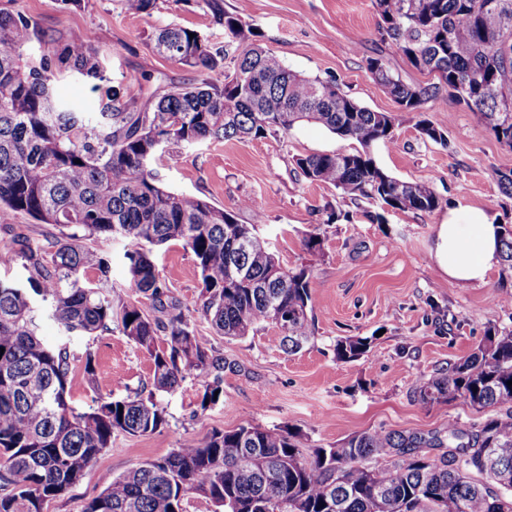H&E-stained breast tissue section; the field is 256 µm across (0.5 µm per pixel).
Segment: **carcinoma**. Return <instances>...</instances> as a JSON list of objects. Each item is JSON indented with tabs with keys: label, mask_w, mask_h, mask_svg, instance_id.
Segmentation results:
<instances>
[{
	"label": "carcinoma",
	"mask_w": 512,
	"mask_h": 512,
	"mask_svg": "<svg viewBox=\"0 0 512 512\" xmlns=\"http://www.w3.org/2000/svg\"><path fill=\"white\" fill-rule=\"evenodd\" d=\"M119 2L124 12L148 17L157 4ZM196 2L224 28L223 47L198 32L191 39L175 24L155 27L152 43L159 55L198 70L200 83L158 88L143 103L114 87L92 111L59 99L54 83L76 76L99 89L105 55L93 37L64 39L0 9V223L25 213L60 233L47 247L17 240L0 250V268L20 264L27 272L0 277V512H44L79 483L114 432L148 436L164 428L155 393H174L189 377L202 387L203 408L224 393V359L178 312L153 248L179 243L192 254L202 310L217 334L244 337L271 324L290 353L313 338L308 268L283 267L265 242L242 247L241 240L259 237L257 225L169 189L152 168L166 147L286 135L313 121L352 148L296 158L304 179L392 209L431 212L440 204L431 182L398 179L374 159L376 144L395 140L394 114L361 105L334 80L289 69L260 43L244 8ZM487 2L373 0L380 42L438 82L407 84L380 57L368 58L366 71L407 112L446 89L512 150V122L504 119L512 107V0H494V18ZM418 131L447 145L431 121H420ZM101 237L122 245L131 287L164 318L116 293L109 256L94 246ZM46 317L63 332L57 343L40 335ZM114 324L149 355L153 391L121 400L100 395L78 412L69 404L67 342ZM369 351L366 337L335 345L344 362ZM510 380L512 329L490 322L468 356L415 388L425 405L460 401L489 413L476 427L450 419L447 434L427 437L375 429L306 455L290 428L240 426L129 468L82 512H184L190 494L217 512H512ZM425 448L446 452L431 459Z\"/></svg>",
	"instance_id": "carcinoma-1"
}]
</instances>
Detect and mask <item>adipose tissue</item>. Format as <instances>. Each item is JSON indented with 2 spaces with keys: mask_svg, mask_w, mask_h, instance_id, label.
<instances>
[{
  "mask_svg": "<svg viewBox=\"0 0 512 512\" xmlns=\"http://www.w3.org/2000/svg\"><path fill=\"white\" fill-rule=\"evenodd\" d=\"M503 226L485 211L458 206L448 212L437 233V267L460 286L485 284L501 263Z\"/></svg>",
  "mask_w": 512,
  "mask_h": 512,
  "instance_id": "obj_1",
  "label": "adipose tissue"
}]
</instances>
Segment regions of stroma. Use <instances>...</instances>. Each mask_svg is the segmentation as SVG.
<instances>
[{
    "instance_id": "1",
    "label": "stroma",
    "mask_w": 512,
    "mask_h": 512,
    "mask_svg": "<svg viewBox=\"0 0 512 512\" xmlns=\"http://www.w3.org/2000/svg\"><path fill=\"white\" fill-rule=\"evenodd\" d=\"M224 7L245 8L263 44L289 69L335 79L369 109L397 114L395 143L376 145L373 156L393 176L431 181L440 205L431 212L396 210L306 181L296 170L297 157L346 147L313 122L300 123L285 136L167 148L153 167L168 188L231 211L238 223L257 225L283 265L307 266L315 338L289 354L279 346L278 330L267 324L242 339L213 335L191 253L178 244L154 249L159 274L191 327L210 337L229 365L224 393L217 402L202 404L199 384L189 379L176 392L159 394L167 425L146 437L114 433L80 483L48 502L45 512H81L130 467L161 458L183 441H202L243 425L293 427L310 449L368 430L426 436L454 417L467 426L484 419L461 404H422L414 389L421 377L446 372L469 355L487 323L512 328V306L490 303L492 296L512 292V273L498 268L483 286L461 287L440 279L435 259L438 227L449 207L481 209L512 225V198L502 194L494 176L512 170V151L481 130L475 112L448 93L431 98L421 112H406L370 78L366 60L379 55L406 83L435 81L434 74L380 44L372 0H224ZM0 8L31 16L43 29L64 36L90 33L105 53L111 86L126 87L141 101L156 88L200 80L195 69L154 52L149 40L154 25L172 22L200 32L215 46L224 43L223 28L195 0H157L148 17L125 13L116 0H82L80 7L66 9L58 0H0ZM132 73L143 76L142 85L126 86ZM422 117L443 131L447 145L421 138L416 124ZM315 226L323 242L320 251L309 253L302 240ZM347 336L371 338L369 354L337 360L336 341ZM70 352V404L76 410H86L101 395L121 399L152 386L148 354L119 331L74 339ZM89 353L106 367L91 384L84 378Z\"/></svg>"
}]
</instances>
